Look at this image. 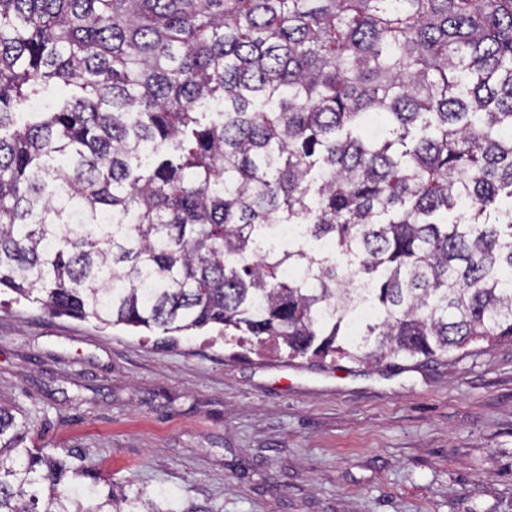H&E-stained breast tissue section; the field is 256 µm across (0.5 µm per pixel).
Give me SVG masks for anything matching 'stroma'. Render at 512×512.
<instances>
[{
	"label": "stroma",
	"instance_id": "obj_1",
	"mask_svg": "<svg viewBox=\"0 0 512 512\" xmlns=\"http://www.w3.org/2000/svg\"><path fill=\"white\" fill-rule=\"evenodd\" d=\"M0 404L160 512H512L507 340L421 363L290 359L0 294Z\"/></svg>",
	"mask_w": 512,
	"mask_h": 512
}]
</instances>
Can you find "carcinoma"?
I'll return each mask as SVG.
<instances>
[{
    "label": "carcinoma",
    "instance_id": "carcinoma-1",
    "mask_svg": "<svg viewBox=\"0 0 512 512\" xmlns=\"http://www.w3.org/2000/svg\"><path fill=\"white\" fill-rule=\"evenodd\" d=\"M503 195L512 0H0V293L55 315L350 362L512 340ZM29 433L0 405V512H159Z\"/></svg>",
    "mask_w": 512,
    "mask_h": 512
}]
</instances>
